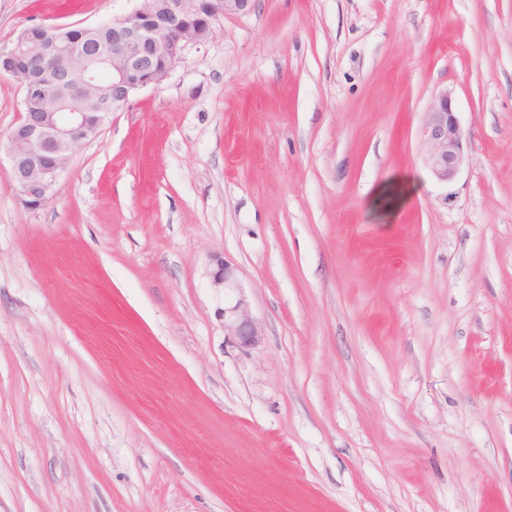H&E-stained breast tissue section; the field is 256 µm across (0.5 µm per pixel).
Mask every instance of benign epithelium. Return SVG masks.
Segmentation results:
<instances>
[{"instance_id": "1", "label": "benign epithelium", "mask_w": 512, "mask_h": 512, "mask_svg": "<svg viewBox=\"0 0 512 512\" xmlns=\"http://www.w3.org/2000/svg\"><path fill=\"white\" fill-rule=\"evenodd\" d=\"M131 7L96 26L63 27L66 36L44 42L30 31L0 53V74L16 81L25 98L43 111L25 112L8 136L11 176L31 207L53 191L73 144L94 138L108 116L123 109L133 94L168 75L189 43L206 40L221 16L249 11L252 0H129ZM55 57L61 67L50 77L40 61ZM423 135L432 175L448 183L464 162V133L452 99L441 93L427 112ZM214 287H235L230 266L215 259ZM224 335L255 345L258 323L239 298L224 306Z\"/></svg>"}]
</instances>
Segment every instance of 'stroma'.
Listing matches in <instances>:
<instances>
[{"label": "stroma", "mask_w": 512, "mask_h": 512, "mask_svg": "<svg viewBox=\"0 0 512 512\" xmlns=\"http://www.w3.org/2000/svg\"><path fill=\"white\" fill-rule=\"evenodd\" d=\"M128 7L0 0V52ZM23 98L0 77V512H512V0H253L36 207ZM448 92L441 93L427 112L423 135L430 145L426 159L432 175L448 183L464 162V133ZM212 282L216 288H224V333L234 336L240 345L249 347L255 345L261 336L258 323L249 314L244 300L238 298L234 303L226 305L227 292L237 288L230 266L221 258L215 259V268L211 272Z\"/></svg>", "instance_id": "stroma-1"}]
</instances>
